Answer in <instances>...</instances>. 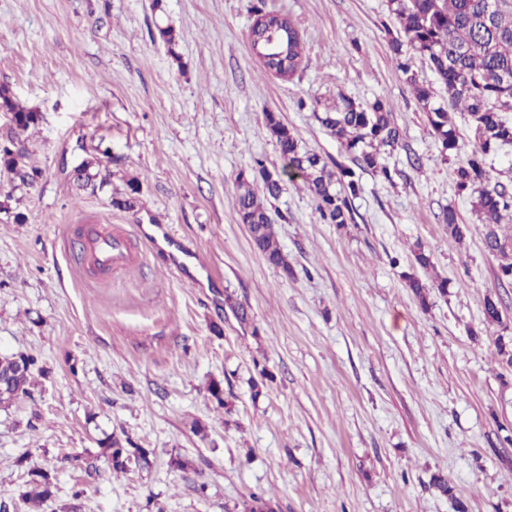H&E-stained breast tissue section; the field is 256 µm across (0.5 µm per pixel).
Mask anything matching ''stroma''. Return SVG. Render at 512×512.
<instances>
[{
    "mask_svg": "<svg viewBox=\"0 0 512 512\" xmlns=\"http://www.w3.org/2000/svg\"><path fill=\"white\" fill-rule=\"evenodd\" d=\"M255 5L296 24L292 79L252 51ZM389 23L387 0H0V85L38 113L22 140L40 171L29 187L0 180V202L25 215L0 212V354L46 370L0 408V512H24L32 467L53 478L41 512H244L254 493L274 512H454L429 485L438 471L468 512H512V367L495 348L512 336V286L396 67ZM341 93L392 103L397 174L358 171L342 228L286 184L269 211L287 276L240 223L235 180L256 158L285 165L268 112L352 166L314 117ZM91 158L111 190L68 179ZM133 179L137 206L113 207ZM83 224L126 232L138 260L94 274L75 256ZM418 245L434 263L420 278L448 282L425 309L401 277ZM488 294L507 329L485 324ZM112 435L150 449L151 468L114 472L99 447Z\"/></svg>",
    "mask_w": 512,
    "mask_h": 512,
    "instance_id": "35a3bbf8",
    "label": "stroma"
}]
</instances>
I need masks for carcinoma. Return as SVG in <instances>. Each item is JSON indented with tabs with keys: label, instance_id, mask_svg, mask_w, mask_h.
I'll return each instance as SVG.
<instances>
[{
	"label": "carcinoma",
	"instance_id": "obj_1",
	"mask_svg": "<svg viewBox=\"0 0 512 512\" xmlns=\"http://www.w3.org/2000/svg\"><path fill=\"white\" fill-rule=\"evenodd\" d=\"M388 12L396 26L398 37L391 40L397 68L412 87L421 104L431 131L441 145V153L455 163V185L459 194L471 199L472 207L484 227L483 247L499 260L498 279L512 284V229L504 231L502 224L512 223V179L503 182L493 176L494 160L512 146V0H388ZM256 26L250 35L254 54L265 58L266 70L292 76L302 62V42L293 22L279 19L276 12L254 10ZM427 61L437 80L448 93V103H440L430 86L420 82L410 65V57ZM468 114L475 141L465 148L452 122L448 108ZM0 111L11 115L13 129L22 134L36 124L35 111L20 106L10 90L0 86ZM316 120L336 138L356 164L393 182L398 171L385 163V156L396 150L403 140L392 120V104L377 98L372 102H357L339 97L336 107L314 113ZM266 127L276 138L288 170L283 177L271 182L262 161H255L249 172L236 178L234 205L241 223L250 226L253 243L265 262L291 273L286 255L276 239L266 204L252 189L259 179L267 197L277 199L285 180L299 178L315 199L320 218L328 224L341 226L353 219V201L361 193L355 172L339 163H328L322 156L299 143L280 118L265 113ZM25 154L0 150V177L23 186L32 184L38 170L24 162ZM111 185L110 175L82 170L76 181L79 189L102 190ZM448 236L461 243L468 225L457 222L454 210L446 217ZM405 286L420 307L425 309L431 292L445 293L448 281L434 279L423 282L414 274L403 275ZM483 315L488 325H503L499 300L483 298ZM43 375L38 357L30 354L0 356V380L9 384L8 395L0 394V407H8L29 395L36 384L35 374ZM104 455L116 472L127 471L129 460L140 469L151 465V451L130 440L107 437L100 441ZM30 480L20 499L29 512H39L51 497L53 482L50 474L33 467ZM430 485L440 495L448 497L455 512H467L466 504L456 496L455 488L441 472L431 475Z\"/></svg>",
	"mask_w": 512,
	"mask_h": 512
}]
</instances>
